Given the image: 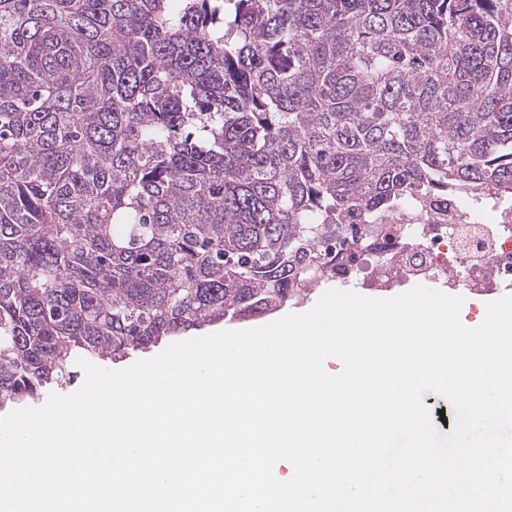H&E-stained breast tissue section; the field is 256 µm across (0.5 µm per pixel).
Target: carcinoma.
<instances>
[{"label": "carcinoma", "mask_w": 512, "mask_h": 512, "mask_svg": "<svg viewBox=\"0 0 512 512\" xmlns=\"http://www.w3.org/2000/svg\"><path fill=\"white\" fill-rule=\"evenodd\" d=\"M512 192V0H0V408L307 295L349 212Z\"/></svg>", "instance_id": "cac0c4a2"}]
</instances>
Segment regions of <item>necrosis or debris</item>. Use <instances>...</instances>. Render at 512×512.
Segmentation results:
<instances>
[{"label":"necrosis or debris","mask_w":512,"mask_h":512,"mask_svg":"<svg viewBox=\"0 0 512 512\" xmlns=\"http://www.w3.org/2000/svg\"><path fill=\"white\" fill-rule=\"evenodd\" d=\"M354 224L382 231L346 247L352 260L336 269L338 281L359 270L363 257L381 265L371 286L391 289L399 277L445 280L476 293L512 281V200L470 194L415 195L387 211L355 216Z\"/></svg>","instance_id":"1"}]
</instances>
